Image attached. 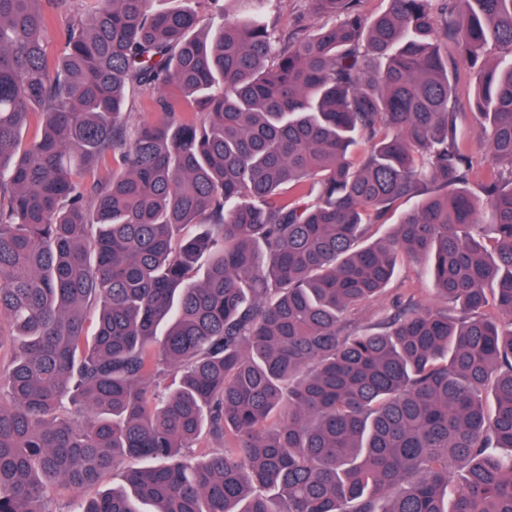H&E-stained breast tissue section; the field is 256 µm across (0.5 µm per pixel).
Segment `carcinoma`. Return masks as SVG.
<instances>
[{"instance_id": "obj_1", "label": "carcinoma", "mask_w": 512, "mask_h": 512, "mask_svg": "<svg viewBox=\"0 0 512 512\" xmlns=\"http://www.w3.org/2000/svg\"><path fill=\"white\" fill-rule=\"evenodd\" d=\"M73 2L0 0V512L109 471L70 512H512V0H306L291 32L224 0L204 38L182 4ZM404 255L444 305L358 327ZM475 79L465 66H460V80L456 92L455 112L458 113V129L463 135L468 151L474 157L485 153L486 138L478 136L479 123L474 109ZM126 112L128 123L133 125L153 121L158 117L146 107V96L138 94L130 98ZM416 203V199L400 203L397 208L390 213L379 224L373 225L367 234V243L373 242L378 239L385 238L390 234L394 228V224L398 223L400 217L405 212L411 210ZM382 223V224H381Z\"/></svg>"}]
</instances>
